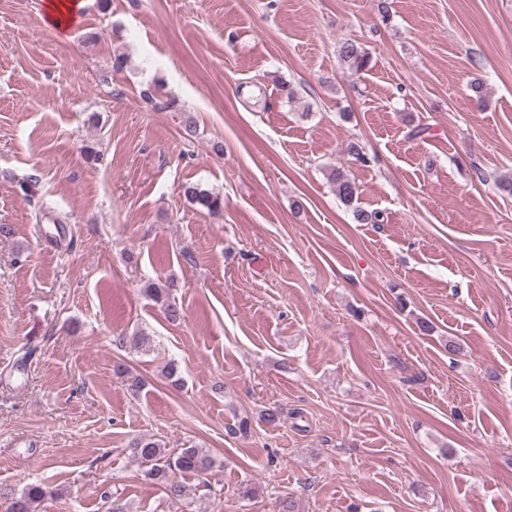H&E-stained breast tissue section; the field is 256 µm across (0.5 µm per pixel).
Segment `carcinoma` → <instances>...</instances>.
Segmentation results:
<instances>
[{"mask_svg": "<svg viewBox=\"0 0 512 512\" xmlns=\"http://www.w3.org/2000/svg\"><path fill=\"white\" fill-rule=\"evenodd\" d=\"M338 55L348 67L361 72L369 65L370 57L358 43L345 39L338 45ZM336 184V195L339 199L353 206L356 221L364 224H381L383 216L378 213H366L355 206L358 200L357 187L353 181L341 172L331 173ZM183 194L191 204L212 213L218 212L223 206L220 193L200 183H187L183 186ZM149 295L164 308L168 321L175 323L181 319L182 308L170 300L169 286L152 282L147 286ZM132 453L141 466L145 477L163 483L166 499L179 503L190 498L188 479L200 477L214 467L213 458L203 449L190 446L170 451L162 443L151 437H143L132 441ZM48 497V491L39 485H31L9 504V512H33V505Z\"/></svg>", "mask_w": 512, "mask_h": 512, "instance_id": "1", "label": "carcinoma"}]
</instances>
